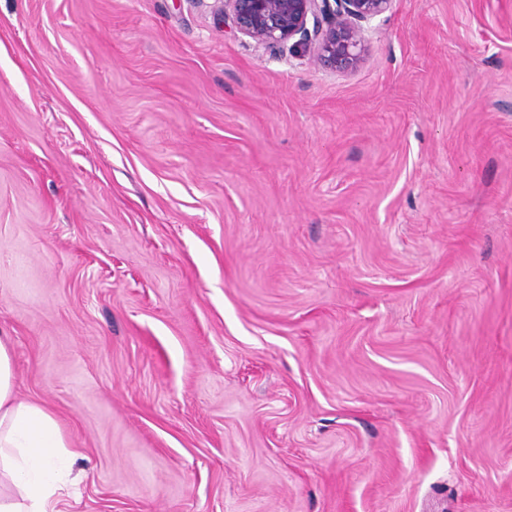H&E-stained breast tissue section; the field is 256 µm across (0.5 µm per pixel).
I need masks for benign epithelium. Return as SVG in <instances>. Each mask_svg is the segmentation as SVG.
Returning a JSON list of instances; mask_svg holds the SVG:
<instances>
[{"label":"benign epithelium","mask_w":512,"mask_h":512,"mask_svg":"<svg viewBox=\"0 0 512 512\" xmlns=\"http://www.w3.org/2000/svg\"><path fill=\"white\" fill-rule=\"evenodd\" d=\"M393 0H215L234 31L267 47L292 42L336 70L358 67L365 56L362 23L389 11Z\"/></svg>","instance_id":"benign-epithelium-1"}]
</instances>
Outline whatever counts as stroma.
<instances>
[{
    "label": "stroma",
    "instance_id": "1",
    "mask_svg": "<svg viewBox=\"0 0 512 512\" xmlns=\"http://www.w3.org/2000/svg\"><path fill=\"white\" fill-rule=\"evenodd\" d=\"M366 38L0 0V332L59 512H512V0Z\"/></svg>",
    "mask_w": 512,
    "mask_h": 512
}]
</instances>
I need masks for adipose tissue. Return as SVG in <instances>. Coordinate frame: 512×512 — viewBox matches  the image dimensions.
Segmentation results:
<instances>
[{"label":"adipose tissue","instance_id":"adipose-tissue-1","mask_svg":"<svg viewBox=\"0 0 512 512\" xmlns=\"http://www.w3.org/2000/svg\"><path fill=\"white\" fill-rule=\"evenodd\" d=\"M67 462L53 414L17 396L9 339L0 336V512H49Z\"/></svg>","mask_w":512,"mask_h":512}]
</instances>
